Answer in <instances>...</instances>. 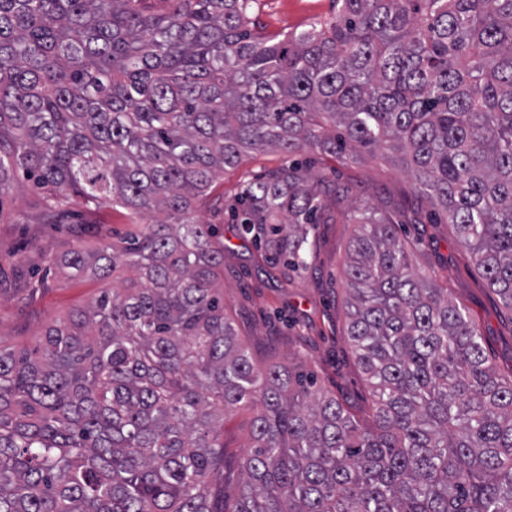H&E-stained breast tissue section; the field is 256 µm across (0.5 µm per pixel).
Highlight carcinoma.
<instances>
[{"mask_svg":"<svg viewBox=\"0 0 512 512\" xmlns=\"http://www.w3.org/2000/svg\"><path fill=\"white\" fill-rule=\"evenodd\" d=\"M0 0V194L151 223L52 264L133 276L0 340V512H512V375L419 274L395 214L295 156L391 154L512 311V0H336L283 38L257 0ZM281 165L227 205L273 277L317 224L356 225L347 336L359 417L313 375L256 365L224 310V242L195 203L247 156ZM255 411L224 507V419Z\"/></svg>","mask_w":512,"mask_h":512,"instance_id":"obj_1","label":"carcinoma"}]
</instances>
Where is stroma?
<instances>
[{
	"label": "stroma",
	"mask_w": 512,
	"mask_h": 512,
	"mask_svg": "<svg viewBox=\"0 0 512 512\" xmlns=\"http://www.w3.org/2000/svg\"><path fill=\"white\" fill-rule=\"evenodd\" d=\"M335 14V0H259L254 12L265 33L279 36ZM280 163V155L271 152L247 159L215 182L196 204L197 218L215 225L226 246L224 306L257 363L296 366L313 374L324 392L353 409H366L371 400L369 388L346 330L344 264L353 225L342 221L318 225L307 271L280 284L266 273L250 236L241 233L222 209L242 183ZM335 180L350 187L357 199L383 204L397 214L418 206V223L399 225L398 237L417 242L416 266L443 275L449 298L474 319L490 363L502 374L512 373V312L489 288L442 215L417 204L399 166L380 158L364 165H340ZM137 230L118 211L77 203L47 218L41 192L31 182L17 179L0 195V271L5 274L0 281V337L22 347L32 345L46 324L65 318L98 294L100 282H77L62 272L40 281V272L55 256L80 245L92 248L118 242ZM250 418V412L244 411L224 421V494L230 503L241 482Z\"/></svg>",
	"instance_id": "1"
}]
</instances>
